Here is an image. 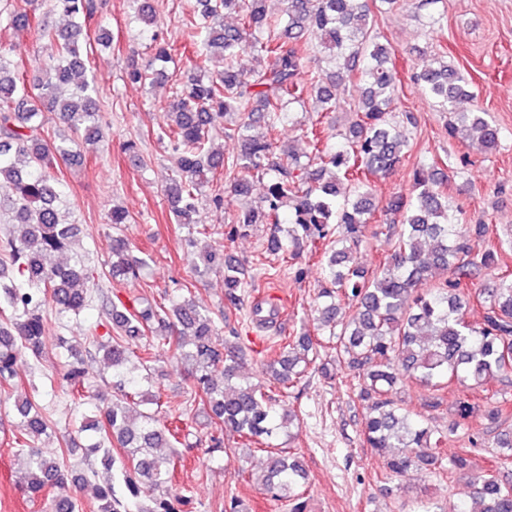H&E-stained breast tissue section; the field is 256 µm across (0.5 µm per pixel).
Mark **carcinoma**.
Listing matches in <instances>:
<instances>
[{"mask_svg": "<svg viewBox=\"0 0 512 512\" xmlns=\"http://www.w3.org/2000/svg\"><path fill=\"white\" fill-rule=\"evenodd\" d=\"M136 18L156 24L153 0H133ZM374 0H283L281 18L269 17L266 0H195L186 26L200 38L193 60L194 76L163 107L165 134L175 151L177 175L166 190L177 222L195 223L199 204L209 200L223 207L218 182L234 170L230 194L251 195V178L266 177L268 191L256 204L233 215L227 240L252 224L282 223L281 210L291 208L296 228L271 239V252L295 260L305 243L326 239L327 226L341 228L342 248L328 257L314 301L319 329L335 340L336 357L357 379L354 399L366 410L364 444L386 461L387 475L411 470L440 474L450 470L466 477L469 499L458 512H512V486L501 482L497 469L471 472L470 460L458 454L446 460L431 442L425 422L396 407L390 394L401 384L436 391L457 382L484 389L512 374V275L505 273L478 289L482 323L475 327L464 315L471 280L494 263L497 250L482 247L486 224L460 227V209L448 206L443 180L420 164L413 169L407 193L393 196L382 212L400 220L385 222L390 252L370 270L353 259L378 206L370 194V178H386L406 160L409 141L404 124L412 116L396 115L402 88L391 50L373 19ZM228 10L240 13L239 23L224 24ZM95 0H48L36 12L34 0L0 11V28L32 26L48 50L44 77L35 94L24 76L8 62L0 43V213L9 216L15 231L0 240V388L15 387L19 363L41 359L48 332L43 309L52 305L59 318L77 315L91 306L88 285L97 271L81 254L56 262L81 233L64 218V200L55 169L70 164L78 153V138L99 136V106L93 79L87 75L83 46L96 18ZM71 22L53 27L49 15ZM174 49L153 38L147 68L133 67L129 78L143 85L172 58ZM252 54L256 65L245 69L240 57ZM411 81L444 112L453 114L448 135L464 129L478 145L492 151L499 143L498 127L479 110L460 112L458 102L474 97L461 72L440 58L413 73ZM361 86L358 120L330 145L322 143L316 127L304 131L309 151L282 150L272 138L251 133L263 122L272 131L290 120L292 105L316 93L321 111L331 112L337 91ZM55 115L66 134L54 139L45 131L43 113ZM224 119V135L237 138L239 152L230 161L211 145L213 129ZM108 274L113 279L139 275L145 261L133 255L123 227L130 216L112 208ZM207 269L224 268V298L241 304L252 282L243 269L224 261L220 249L200 257ZM350 301L353 313L338 319L339 302ZM106 332L91 337L95 350L112 369L108 388L91 387L80 352L58 338L63 380L70 393L87 396L94 415L83 417L78 431L93 459L79 471L50 456L41 442L55 431L41 401L24 397L14 402V439L25 453L21 489L34 498L52 493L49 512H80L81 496L92 489L97 512H182L185 496L174 491L171 476L182 451L207 446L222 452L223 440L211 434L180 442L155 412L147 408L160 396L145 389L152 368L154 345L162 341L171 357L183 365L194 397L210 422L224 426L245 444L266 453V467L248 471V479L274 498L288 501L291 512H306L304 489L308 471L301 457L270 444L283 431L288 437L300 428L296 410L283 400L287 390L305 375L317 357L316 341L308 333L291 336L278 357L262 363L276 384L269 395L241 373L244 351L238 332L218 336L214 319L186 297L137 308L100 295ZM144 363V374L133 376L131 357ZM503 457L512 461V428L497 434Z\"/></svg>", "mask_w": 512, "mask_h": 512, "instance_id": "obj_1", "label": "carcinoma"}]
</instances>
